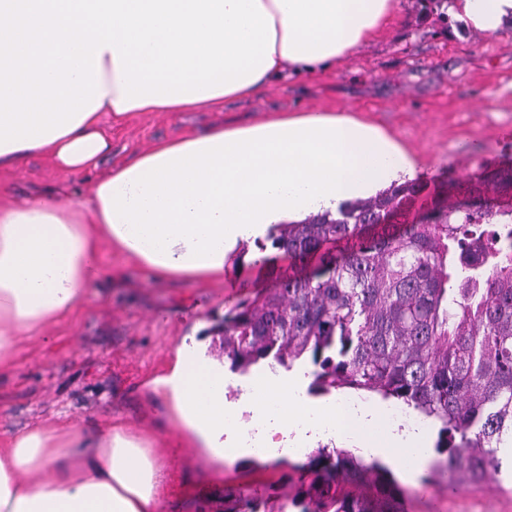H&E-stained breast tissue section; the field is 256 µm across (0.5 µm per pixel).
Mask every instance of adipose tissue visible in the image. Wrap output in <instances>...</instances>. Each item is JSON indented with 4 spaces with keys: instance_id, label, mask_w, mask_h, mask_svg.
I'll return each mask as SVG.
<instances>
[{
    "instance_id": "1",
    "label": "adipose tissue",
    "mask_w": 512,
    "mask_h": 512,
    "mask_svg": "<svg viewBox=\"0 0 512 512\" xmlns=\"http://www.w3.org/2000/svg\"><path fill=\"white\" fill-rule=\"evenodd\" d=\"M403 0H0V169L42 156L86 175L112 151L103 114L222 109L291 76L335 70L375 38ZM474 31L512 28V0H452ZM418 162L380 127L333 110L156 142L77 202L0 198V367L17 340L69 315L101 276L111 246L155 282H220L243 244L307 213L337 214L416 177ZM223 361L186 337L155 388L171 399L178 445L216 463L239 448ZM251 419L297 429L306 414L336 441L415 476L432 459L431 422L394 406L312 402L302 374L246 383ZM165 467L151 437L121 420L86 443L69 421L0 442V512H157Z\"/></svg>"
}]
</instances>
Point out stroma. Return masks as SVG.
<instances>
[{
  "label": "stroma",
  "mask_w": 512,
  "mask_h": 512,
  "mask_svg": "<svg viewBox=\"0 0 512 512\" xmlns=\"http://www.w3.org/2000/svg\"><path fill=\"white\" fill-rule=\"evenodd\" d=\"M449 0H406L382 33L336 71L272 84L259 98L228 102L219 112H151L106 125L112 153L94 175L74 176L46 160L0 170V194L20 200L47 190L84 199L107 175L161 139L246 125L288 111L352 109L394 136L419 162L425 190L409 216L434 198L454 200L449 181L482 167L512 165V29L483 35L448 13ZM103 275L80 307L36 337H21L11 366L0 368V439L55 424L68 412L99 434L109 418L149 430L169 463L158 512H248L257 500L299 512L291 498L307 491L308 457L268 462L242 454L223 475L191 448L173 450L177 422L170 403L149 382L168 367L184 337L211 335L239 299L270 283L273 271L294 270L274 249L248 244L223 282L156 283L122 253L102 250ZM400 512H512V482L480 487L448 474L395 478Z\"/></svg>",
  "instance_id": "obj_1"
}]
</instances>
